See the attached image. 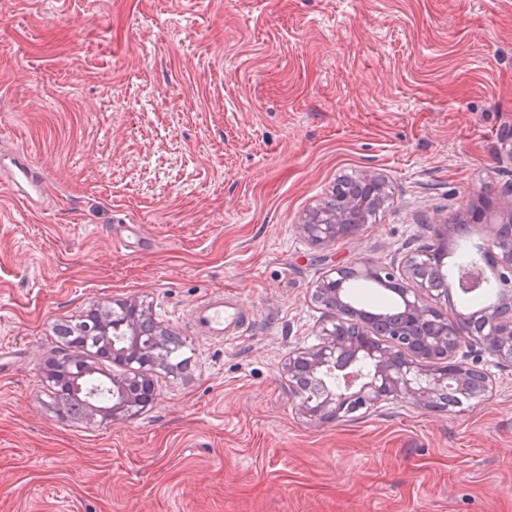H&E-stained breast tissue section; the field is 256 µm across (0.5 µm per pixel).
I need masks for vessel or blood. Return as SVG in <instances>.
<instances>
[{
  "mask_svg": "<svg viewBox=\"0 0 512 512\" xmlns=\"http://www.w3.org/2000/svg\"><path fill=\"white\" fill-rule=\"evenodd\" d=\"M43 177L30 166L24 154L12 161L10 188L39 192ZM194 331L212 339H228L242 335L249 326V317L242 305L221 295H211L196 303L190 312Z\"/></svg>",
  "mask_w": 512,
  "mask_h": 512,
  "instance_id": "1",
  "label": "vessel or blood"
}]
</instances>
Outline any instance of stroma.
Masks as SVG:
<instances>
[{"instance_id": "stroma-1", "label": "stroma", "mask_w": 512, "mask_h": 512, "mask_svg": "<svg viewBox=\"0 0 512 512\" xmlns=\"http://www.w3.org/2000/svg\"><path fill=\"white\" fill-rule=\"evenodd\" d=\"M512 0H0V512H512V367L485 395L329 424L288 385L331 269L399 264L490 197L512 207ZM382 176L360 236L299 232L342 177ZM136 233L114 241L119 227ZM214 293L251 316L196 334ZM134 301L183 339L156 399L59 417L58 324ZM11 165L12 173L8 185L12 190L22 188L29 194H36L41 190L44 177L33 170L23 153L16 154ZM190 321L197 334L218 340L241 336L250 323L242 305L224 295H209L196 303Z\"/></svg>"}]
</instances>
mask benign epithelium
<instances>
[{
	"instance_id": "1",
	"label": "benign epithelium",
	"mask_w": 512,
	"mask_h": 512,
	"mask_svg": "<svg viewBox=\"0 0 512 512\" xmlns=\"http://www.w3.org/2000/svg\"><path fill=\"white\" fill-rule=\"evenodd\" d=\"M364 194L353 198L345 193L336 202H327L312 210L300 232L314 245L327 246L340 237H356L363 227L367 207L381 209L388 200L386 181L378 175L365 178ZM510 224H486V250L500 272L502 301L493 308L481 310L477 318L485 333L473 335L469 320L451 318L430 300L448 301V289L439 287L447 276L448 225L434 224L433 243L414 252L395 271L374 267L364 260L333 271L317 286L314 298L336 312L331 327L324 329L323 342L308 350L299 351L288 360L289 381L301 375L315 382L313 394L302 403V412L311 420L328 424L362 408L382 401L396 399L437 408L443 396L455 388L472 398L483 395L488 379L477 366L468 362L469 354L462 352V343L471 338L482 350L512 365V233ZM372 279L391 288L401 298L405 323L382 333L375 339L384 319L381 316L353 308L340 301L350 279ZM127 314L129 332L122 354L133 353L131 363L146 364L158 359L159 348L140 346L136 323L147 314L135 302L117 304ZM368 362L367 378L351 375L345 384L332 391L321 375L329 369L348 368L350 362ZM119 399L112 404L108 416L117 420L149 406L154 399L152 383L136 380L129 390L117 382Z\"/></svg>"
}]
</instances>
